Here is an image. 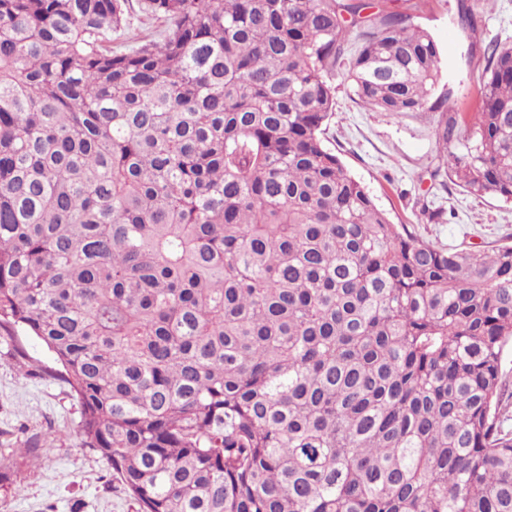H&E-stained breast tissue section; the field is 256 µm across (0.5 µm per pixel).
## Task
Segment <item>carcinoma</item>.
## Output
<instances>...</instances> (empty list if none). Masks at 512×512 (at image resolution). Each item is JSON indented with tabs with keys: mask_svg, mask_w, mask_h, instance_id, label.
Instances as JSON below:
<instances>
[{
	"mask_svg": "<svg viewBox=\"0 0 512 512\" xmlns=\"http://www.w3.org/2000/svg\"><path fill=\"white\" fill-rule=\"evenodd\" d=\"M126 4L0 0V329L84 446L139 512H512V245L430 244L327 145L339 75L441 112L433 178L512 201V44L459 150L410 13L148 0L168 27L114 51Z\"/></svg>",
	"mask_w": 512,
	"mask_h": 512,
	"instance_id": "carcinoma-1",
	"label": "carcinoma"
}]
</instances>
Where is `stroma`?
I'll use <instances>...</instances> for the list:
<instances>
[{"instance_id":"obj_1","label":"stroma","mask_w":512,"mask_h":512,"mask_svg":"<svg viewBox=\"0 0 512 512\" xmlns=\"http://www.w3.org/2000/svg\"><path fill=\"white\" fill-rule=\"evenodd\" d=\"M146 0H129L127 25L113 34L115 46L132 48L156 37L162 18ZM385 10L411 12L434 37L442 55L438 92L451 93L460 111L478 107L476 76L490 40L512 41V0L479 5L480 27L471 33L456 23L457 0H381ZM436 112L396 117L357 105L346 85L336 88V114L328 137L349 173L364 185L395 223L449 248H488L512 243V204L478 198L431 177L437 162ZM445 213L428 221L426 210ZM52 353L36 337L0 335V512H136L106 460L82 447L81 407L69 386L50 374ZM44 437L38 455L23 451L30 436Z\"/></svg>"}]
</instances>
